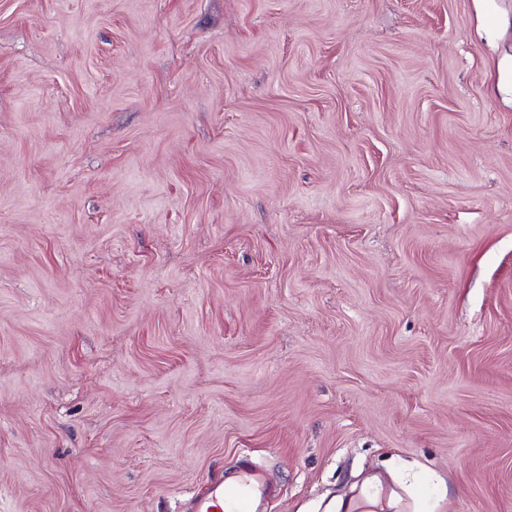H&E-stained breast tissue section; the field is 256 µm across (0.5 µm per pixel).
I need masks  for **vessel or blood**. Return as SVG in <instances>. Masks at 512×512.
Here are the masks:
<instances>
[{
  "label": "vessel or blood",
  "instance_id": "1",
  "mask_svg": "<svg viewBox=\"0 0 512 512\" xmlns=\"http://www.w3.org/2000/svg\"><path fill=\"white\" fill-rule=\"evenodd\" d=\"M268 489L249 463L236 473L217 478L210 491L192 499L190 512H261Z\"/></svg>",
  "mask_w": 512,
  "mask_h": 512
}]
</instances>
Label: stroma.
<instances>
[{
  "instance_id": "obj_1",
  "label": "stroma",
  "mask_w": 512,
  "mask_h": 512,
  "mask_svg": "<svg viewBox=\"0 0 512 512\" xmlns=\"http://www.w3.org/2000/svg\"><path fill=\"white\" fill-rule=\"evenodd\" d=\"M475 0H0V512H512V42ZM270 493L256 471L243 462L230 476L217 478L210 491L191 499L190 512H261L262 499Z\"/></svg>"
}]
</instances>
